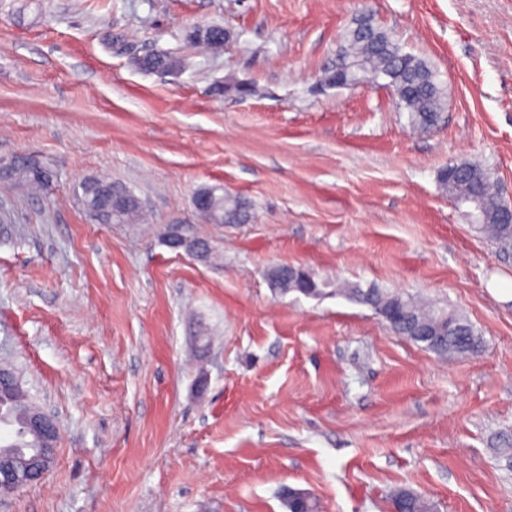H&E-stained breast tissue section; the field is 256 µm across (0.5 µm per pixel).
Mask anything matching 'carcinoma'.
Segmentation results:
<instances>
[{"label": "carcinoma", "instance_id": "1", "mask_svg": "<svg viewBox=\"0 0 512 512\" xmlns=\"http://www.w3.org/2000/svg\"><path fill=\"white\" fill-rule=\"evenodd\" d=\"M215 30L214 26L195 28L189 33V39L220 51L229 36L221 40L214 34ZM137 64L146 71H161L175 66L176 61L170 56L155 54L138 59ZM361 81L384 82V86L394 93L396 107L408 113L412 128L426 130L437 124L443 106V93L434 67L429 61L404 51L393 35L377 25L369 13L361 14L346 30L336 47V64L325 70V83L332 87H347ZM0 173L3 179L22 183L32 189H41L45 185L43 179L33 176L25 164ZM438 183L454 199L461 194L462 188H468L481 205L476 228L502 248H512V216L503 212L504 201L488 169L474 162L450 163L439 172ZM81 198L86 213L93 221L98 224L116 223L112 195L93 192L83 194ZM249 219L246 203L223 194L215 198L209 222L244 224ZM336 293L372 307L396 335L439 356H466L479 351L481 341L473 326L467 319L454 313L439 311L411 297L377 287L364 290L358 286H347L336 289ZM417 325L443 334L442 339L430 342L416 335L414 327ZM3 375L9 379V383L0 387V420L13 427L14 433L0 443V455L18 464L28 457L29 449L41 447V441L24 430V424L35 405L16 383L11 369H3ZM393 499L404 500L408 512L432 510V504L427 499L410 490L396 491Z\"/></svg>", "mask_w": 512, "mask_h": 512}]
</instances>
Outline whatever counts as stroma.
<instances>
[{
	"mask_svg": "<svg viewBox=\"0 0 512 512\" xmlns=\"http://www.w3.org/2000/svg\"><path fill=\"white\" fill-rule=\"evenodd\" d=\"M430 61L421 132L389 89L324 85L363 10ZM230 35L212 54L196 27ZM165 53L168 73L136 61ZM245 83L239 95L227 79ZM0 367L55 414V460L0 512H512V252L444 193L478 160L512 202V0H0ZM145 224H97L86 178ZM220 185L245 224L202 222ZM178 222L203 262L163 244ZM378 287L465 317L474 356L397 336L369 306L275 293L268 271ZM3 180H11L16 183H22L32 189H41L44 187L46 182L45 178L34 177L30 173L29 168L26 164L16 165L8 170H2Z\"/></svg>",
	"mask_w": 512,
	"mask_h": 512,
	"instance_id": "stroma-1",
	"label": "stroma"
}]
</instances>
